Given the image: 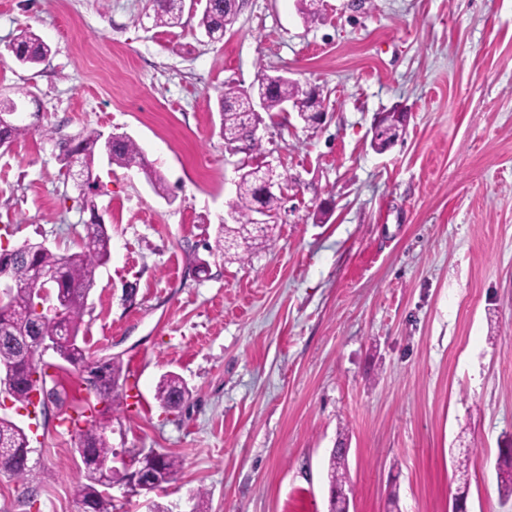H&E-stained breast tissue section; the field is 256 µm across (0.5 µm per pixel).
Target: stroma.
Listing matches in <instances>:
<instances>
[{"instance_id": "obj_1", "label": "stroma", "mask_w": 512, "mask_h": 512, "mask_svg": "<svg viewBox=\"0 0 512 512\" xmlns=\"http://www.w3.org/2000/svg\"><path fill=\"white\" fill-rule=\"evenodd\" d=\"M198 13L155 26L149 0H0V99L26 88L30 133L0 148V229L11 245L79 249L89 211L53 141L132 137L165 178L95 162L111 257L82 331L120 359L127 398L107 412L119 457L179 456L169 483L124 498L153 512L208 493L209 512H329L328 464L349 449V512H451L468 450L469 512H512V0H243L221 42ZM31 28L51 47L17 64ZM319 88L325 120L264 119L281 174L275 239L242 262L207 250L235 198L239 155L217 96L258 72ZM407 114L384 152L372 129ZM206 261L207 272L196 270ZM181 375L178 410L154 397ZM25 428L39 479L0 472V512H81L83 465L56 408ZM9 49L15 60L23 66H34L51 52L50 46L29 28L23 29L12 40Z\"/></svg>"}]
</instances>
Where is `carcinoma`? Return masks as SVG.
Returning a JSON list of instances; mask_svg holds the SVG:
<instances>
[{"mask_svg": "<svg viewBox=\"0 0 512 512\" xmlns=\"http://www.w3.org/2000/svg\"><path fill=\"white\" fill-rule=\"evenodd\" d=\"M154 23L159 27L181 25L186 0H152ZM240 10L239 0H209L202 9L199 26L211 36V41L224 39L227 26L231 25ZM9 49L15 60L23 66H34L43 61L51 52L50 46L35 32L23 29L12 40ZM304 98V121H313L316 112L324 110V99L319 93L302 94L298 82L283 75H259L258 84L242 89L233 84L224 85L218 97V112L221 120V134L226 140H236L249 134L251 101L255 98L265 103L264 111L277 114L283 105L297 97ZM405 123L395 117L389 118L385 137L372 142L378 151L387 149L404 131ZM26 125L14 124L0 118V145L13 142L28 134ZM59 149L57 158L68 166L70 152L78 154L88 173H93L95 158L102 152L108 154L110 163L122 168L136 167L144 174L156 193L165 192V181L152 163L145 157L138 144L124 134H114L103 139V134L90 129L77 139L56 142ZM264 174L260 169L248 167L241 177L236 190V199L231 204L235 214L234 222L220 225L214 244L209 246L227 259L244 258L251 252L255 241L270 240L274 225L256 224L253 215L256 207L264 208L266 215L274 217L281 209L282 198L277 195L258 196L257 178ZM111 256V236L106 225L87 226L85 240L80 250L60 254L50 248L26 243L15 249L0 248V278L14 282L16 288L0 302V364L15 368V380L3 389L14 401L31 405L32 394L38 387L30 383L27 364L18 360V353L11 344V337L28 333L34 329L42 336L67 335L55 347L59 359L75 369L83 367L88 358L85 341L79 338L80 326L87 309V300L95 286L96 269L106 264ZM36 264L47 271L58 274V282L48 283L31 275L30 266ZM44 308L38 312L37 303ZM122 364L112 360L101 367L94 378L88 380L87 389L95 399H104L109 406L118 408L124 398ZM190 397V390L183 379L175 373L163 375L155 388V398L167 408H178ZM70 409L83 425L77 428V452L84 466V482L78 485V497L87 512H117L110 486L104 481V473L112 471L113 479L121 481L127 477L112 466L115 450L106 435L105 426L96 418V403L89 399L74 397ZM71 413V414H73ZM64 412L62 419L71 418ZM29 439L24 429L12 420L0 417V471L7 472L25 484L36 481V467L29 464ZM145 463L153 467L156 479L163 484L170 481L180 470L181 460L168 453L150 452ZM460 484L454 496L455 512H465L469 494L466 479L467 458L458 460ZM504 492L512 496V448L503 449L500 466ZM329 479L339 500H346V449L339 446L332 449L329 459Z\"/></svg>", "mask_w": 512, "mask_h": 512, "instance_id": "1", "label": "carcinoma"}]
</instances>
